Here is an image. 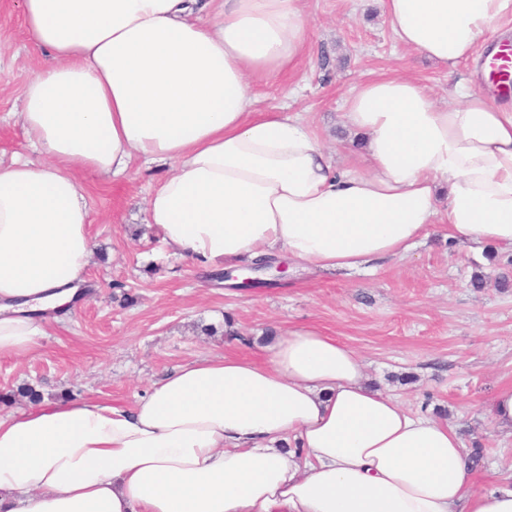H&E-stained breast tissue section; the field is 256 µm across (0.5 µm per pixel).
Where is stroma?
Returning <instances> with one entry per match:
<instances>
[{
  "mask_svg": "<svg viewBox=\"0 0 512 512\" xmlns=\"http://www.w3.org/2000/svg\"><path fill=\"white\" fill-rule=\"evenodd\" d=\"M309 52L280 80L251 82L258 112L303 113L339 166L364 144L342 120L343 104L369 78L409 75L438 104L456 102V74L399 45L380 0H306ZM0 152L25 150L13 119L16 90L47 57L24 35L19 0H0ZM167 167L133 162L119 178L85 176L93 211L96 260L86 296L49 320L38 351L0 358V415L30 410L20 385L44 400L130 403L161 375L204 355H258L280 329L314 324L354 349L375 387L411 411L452 426L465 446L481 442L483 471L512 486V432L497 429L487 409L498 387L512 383V250L457 243L432 229L403 260H380L351 274L291 269L276 284L240 290L173 254L145 222L146 198ZM236 332L227 334L225 322Z\"/></svg>",
  "mask_w": 512,
  "mask_h": 512,
  "instance_id": "35a3bbf8",
  "label": "stroma"
}]
</instances>
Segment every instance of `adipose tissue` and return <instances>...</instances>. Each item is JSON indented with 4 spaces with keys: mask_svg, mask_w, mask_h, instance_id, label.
Instances as JSON below:
<instances>
[{
    "mask_svg": "<svg viewBox=\"0 0 512 512\" xmlns=\"http://www.w3.org/2000/svg\"><path fill=\"white\" fill-rule=\"evenodd\" d=\"M304 0H20L48 62L18 89L35 162L0 159V357L35 352L95 260L80 176L170 166L146 221L205 268L287 254L314 271L403 258L431 226L512 248V103L411 77L347 99L341 167L300 114L252 108L307 48ZM405 48L455 70L512 0H382ZM0 512H512L453 427L374 388L314 325L260 356H203L126 406L0 416Z\"/></svg>",
    "mask_w": 512,
    "mask_h": 512,
    "instance_id": "obj_1",
    "label": "adipose tissue"
}]
</instances>
